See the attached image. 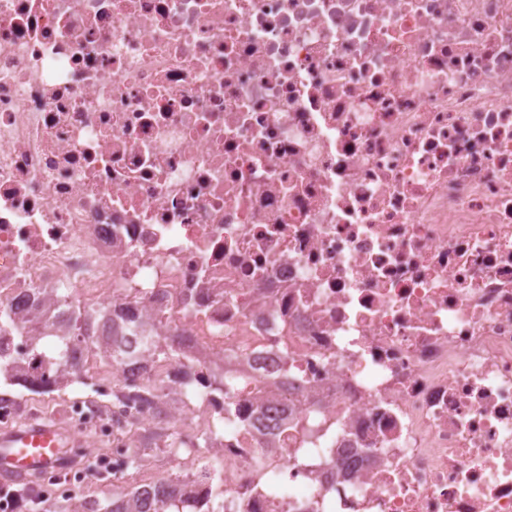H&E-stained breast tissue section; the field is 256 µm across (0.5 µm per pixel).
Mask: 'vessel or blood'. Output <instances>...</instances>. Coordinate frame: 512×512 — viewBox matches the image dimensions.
Returning <instances> with one entry per match:
<instances>
[{
  "mask_svg": "<svg viewBox=\"0 0 512 512\" xmlns=\"http://www.w3.org/2000/svg\"><path fill=\"white\" fill-rule=\"evenodd\" d=\"M75 444L74 436L46 421L0 430V483L29 481L61 467L64 449Z\"/></svg>",
  "mask_w": 512,
  "mask_h": 512,
  "instance_id": "vessel-or-blood-1",
  "label": "vessel or blood"
}]
</instances>
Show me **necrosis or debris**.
Wrapping results in <instances>:
<instances>
[{
	"label": "necrosis or debris",
	"instance_id": "1",
	"mask_svg": "<svg viewBox=\"0 0 512 512\" xmlns=\"http://www.w3.org/2000/svg\"><path fill=\"white\" fill-rule=\"evenodd\" d=\"M65 290L238 377L180 512H512V0H0V361L30 380ZM223 410L128 360L41 492ZM119 386V385H115ZM128 391H127V390ZM156 388L153 384H149L147 386L142 387H131V388H125L124 386L121 387H114L112 386V397L111 395L108 397H103L104 400H133L135 402H138L140 404H148L150 402H154L156 396H155Z\"/></svg>",
	"mask_w": 512,
	"mask_h": 512
}]
</instances>
